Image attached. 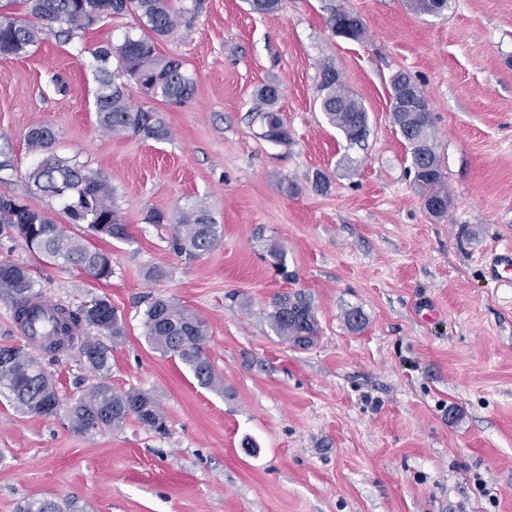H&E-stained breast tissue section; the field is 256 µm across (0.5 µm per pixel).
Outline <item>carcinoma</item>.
I'll return each instance as SVG.
<instances>
[{"label": "carcinoma", "mask_w": 512, "mask_h": 512, "mask_svg": "<svg viewBox=\"0 0 512 512\" xmlns=\"http://www.w3.org/2000/svg\"><path fill=\"white\" fill-rule=\"evenodd\" d=\"M32 17L20 21L0 4V57H19L41 39L44 30L59 25L55 36L71 41L98 19L131 13L138 17L143 33L126 36L116 46L106 44L93 52L94 70L99 83L95 99L97 119L102 129L117 135L133 134L144 139L164 141L170 137L166 123L154 110L133 107L123 87L115 83L109 69L112 56L120 61L122 74L133 79L151 98L181 104L191 99L196 82L184 64L157 52L158 40L177 27L180 12L173 0H23ZM332 29L344 37L358 40L362 23L354 15L338 12L331 18ZM393 123L398 132L414 140L410 149L411 167L422 189L424 207L435 216L448 211L449 197L440 169L437 139L423 90L411 77L397 72L390 78ZM319 108L327 122L339 129L348 145H358L367 136V112L344 88L330 64L321 67ZM257 97L266 106L260 113L265 128L263 137L275 144H286L288 128L276 109L279 90L274 84L262 86ZM55 133L48 126L31 129L27 148L40 156L26 173L33 193L54 198L63 204L70 223L82 225V234L56 224L45 212L25 199L0 195V234L17 231L30 251L51 264L77 266L94 280L112 278V254L91 245L93 238L129 239L112 197V187L99 172L57 155L53 151ZM150 222L172 224L170 249L188 260L212 251L223 231L203 203L178 209L172 215L155 211ZM0 292L10 296L16 324L31 328L41 309L35 306L41 291L27 266L0 262ZM49 318L53 334L37 344L26 338L29 353L0 348V389L8 392L15 407L25 413L52 417L56 414V385L43 360L53 362L77 350L80 362L94 374L96 382L68 403L69 425L84 436H95L121 428L134 419L143 427L162 433L166 421L157 401L137 389L118 390L109 382L112 370V342L124 335L118 310L105 295H95L76 308L60 304ZM266 319L272 331L292 346L306 349L319 337V324L311 300L301 292L276 299ZM144 336L164 355L181 361L193 373L198 385L221 390L207 353V332L203 321L192 310L170 299L157 298L144 312ZM56 501L33 499L23 512H66Z\"/></svg>", "instance_id": "obj_1"}]
</instances>
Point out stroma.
I'll return each instance as SVG.
<instances>
[{
  "mask_svg": "<svg viewBox=\"0 0 512 512\" xmlns=\"http://www.w3.org/2000/svg\"><path fill=\"white\" fill-rule=\"evenodd\" d=\"M175 5L183 13L157 50L183 62L195 95L165 104L127 86L132 105L164 119L167 141L97 124L90 51L139 35L135 15L0 58V146L14 162L0 194L66 223L26 180V134L46 125L59 155L105 176L130 234L108 242L103 285L5 234L0 262L27 265L53 303L107 295L125 325L110 381L152 395L167 424L160 435L131 419L85 437L0 393V512L32 498L75 512H512V282L491 277L485 258L512 242V0H448L439 17L408 0H280L267 15L245 0ZM336 11L360 18L361 39L332 30ZM327 63L368 114L363 147H348L315 101ZM399 70L428 100L450 195L441 217L424 209L393 124ZM268 83L281 91L285 145L263 138L254 112ZM200 201L223 238L188 261L170 250V225L147 217ZM272 244L286 272L269 264ZM152 267L166 278L149 279ZM294 291L311 296L320 327L306 350L266 320ZM157 298L204 320L223 391L148 343ZM352 309L361 330L345 324ZM47 370L67 399L95 380L65 354Z\"/></svg>",
  "mask_w": 512,
  "mask_h": 512,
  "instance_id": "35a3bbf8",
  "label": "stroma"
}]
</instances>
